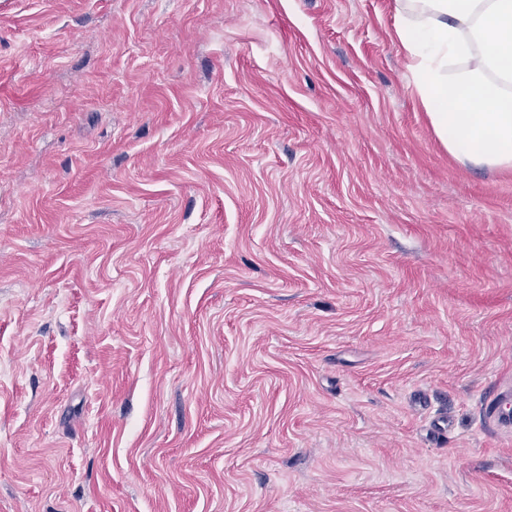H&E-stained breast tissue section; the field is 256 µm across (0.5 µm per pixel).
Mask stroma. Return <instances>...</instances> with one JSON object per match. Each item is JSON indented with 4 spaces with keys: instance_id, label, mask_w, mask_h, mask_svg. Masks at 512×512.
<instances>
[{
    "instance_id": "stroma-1",
    "label": "stroma",
    "mask_w": 512,
    "mask_h": 512,
    "mask_svg": "<svg viewBox=\"0 0 512 512\" xmlns=\"http://www.w3.org/2000/svg\"><path fill=\"white\" fill-rule=\"evenodd\" d=\"M395 0H0V512H512V167ZM512 389H501L488 400L482 409V420L492 423L498 429L511 433L512 415ZM508 410V411H506Z\"/></svg>"
}]
</instances>
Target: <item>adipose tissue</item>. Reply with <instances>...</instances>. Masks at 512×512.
<instances>
[{
    "mask_svg": "<svg viewBox=\"0 0 512 512\" xmlns=\"http://www.w3.org/2000/svg\"><path fill=\"white\" fill-rule=\"evenodd\" d=\"M395 36L449 153L512 166V0H396Z\"/></svg>",
    "mask_w": 512,
    "mask_h": 512,
    "instance_id": "1",
    "label": "adipose tissue"
}]
</instances>
